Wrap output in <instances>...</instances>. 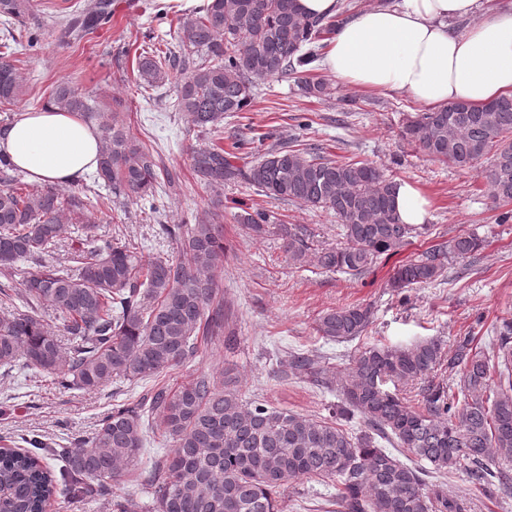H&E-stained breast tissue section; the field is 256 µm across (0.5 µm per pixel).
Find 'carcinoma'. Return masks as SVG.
Masks as SVG:
<instances>
[{
    "label": "carcinoma",
    "instance_id": "obj_1",
    "mask_svg": "<svg viewBox=\"0 0 512 512\" xmlns=\"http://www.w3.org/2000/svg\"><path fill=\"white\" fill-rule=\"evenodd\" d=\"M30 0H0L7 26L24 22ZM110 17L107 0L80 5L59 23L62 38L77 37ZM336 29L333 19L302 15L294 0H208L202 13L183 20L179 51L152 45L136 56L139 85L156 89L176 80L175 110L201 131H220L224 116L244 112L254 83L296 76L308 94L325 82L307 75L319 58V41ZM13 48L0 45V105L23 99ZM47 104L87 118L97 103L72 81L55 86ZM121 103L101 125L95 183L125 199L154 192L173 173L129 132ZM404 134L431 160L486 179L491 197L512 203V97L489 108L457 101L408 119ZM200 183L214 193L243 181L274 200L333 212L341 242L313 247L303 227L281 224L288 257L295 264L314 253L327 272L361 276L378 256L397 254L426 225L403 224L395 209L396 181L366 161H340L308 148H269L243 166L218 146L191 150ZM21 170L0 155V369L34 371L60 389L94 393L116 379L156 378L184 366L201 346L224 337V307L215 272L224 266V215L212 212L195 224H162L160 232L179 256L142 260L134 248L99 233L87 217L99 210L98 195L65 196L22 182ZM76 215V244L66 258L44 265L62 247L63 220ZM256 235L269 216L259 210L235 215ZM483 239L469 233L428 247L395 269L389 287L403 290L436 281L451 258L475 257ZM36 270L16 286L20 264ZM51 310L63 336L44 320ZM368 307L350 305L321 315L322 338L347 342L364 335ZM461 373L451 388L442 369ZM280 377H311L327 383L325 370L305 353L292 356ZM425 386L414 405L388 385ZM334 414L312 418L248 400L230 381L194 373L174 388L156 384L135 402L112 405L85 438L54 450L64 463L55 473L37 451L0 448V512H43L55 494L107 497L111 512H127L112 494L125 470L138 463L150 433L159 429L173 443L157 459L145 485L157 512H280L281 496L308 477L337 482L343 512H469L470 504L448 494L444 483L427 486L429 474L464 472L479 485L512 486V321L500 326L488 351L461 336L452 351L438 339L410 346L366 343L341 380ZM360 416L368 428L353 434L336 421ZM394 441L426 470L410 466L380 447Z\"/></svg>",
    "mask_w": 512,
    "mask_h": 512
}]
</instances>
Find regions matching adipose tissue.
I'll return each instance as SVG.
<instances>
[{
  "label": "adipose tissue",
  "mask_w": 512,
  "mask_h": 512,
  "mask_svg": "<svg viewBox=\"0 0 512 512\" xmlns=\"http://www.w3.org/2000/svg\"><path fill=\"white\" fill-rule=\"evenodd\" d=\"M323 69L346 86L402 92L436 108L512 96V8L485 0H380L340 21ZM0 152L30 178L75 185L99 162L79 113L25 109L0 128Z\"/></svg>",
  "instance_id": "ef3b65f1"
}]
</instances>
